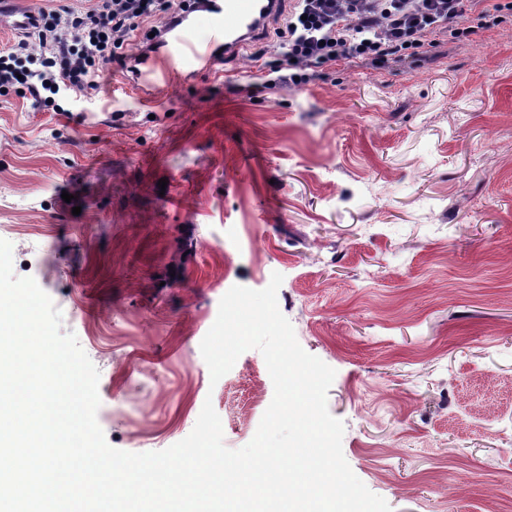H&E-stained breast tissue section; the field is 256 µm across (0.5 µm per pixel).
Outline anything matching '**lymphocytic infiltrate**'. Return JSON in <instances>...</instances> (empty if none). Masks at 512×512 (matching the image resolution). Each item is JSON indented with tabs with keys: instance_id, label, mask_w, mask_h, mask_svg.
I'll return each mask as SVG.
<instances>
[{
	"instance_id": "1",
	"label": "lymphocytic infiltrate",
	"mask_w": 512,
	"mask_h": 512,
	"mask_svg": "<svg viewBox=\"0 0 512 512\" xmlns=\"http://www.w3.org/2000/svg\"><path fill=\"white\" fill-rule=\"evenodd\" d=\"M189 0H88L86 7L41 11L36 42L22 39L0 52V94L28 93L38 108L56 112L60 90L94 96L109 65L123 63L134 32L189 10ZM512 21V0H293L282 28L254 52L274 56L270 86H300L324 78L328 67L359 60L376 70L423 57L436 38L474 34L469 19Z\"/></svg>"
}]
</instances>
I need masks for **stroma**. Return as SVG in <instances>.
<instances>
[{"instance_id":"1","label":"stroma","mask_w":512,"mask_h":512,"mask_svg":"<svg viewBox=\"0 0 512 512\" xmlns=\"http://www.w3.org/2000/svg\"><path fill=\"white\" fill-rule=\"evenodd\" d=\"M251 54L152 109L116 66L58 112L0 95V239L98 369L107 443L167 449L208 401L227 448L251 441L262 353L214 383L200 343L277 272L366 487L392 512H512V24L300 87Z\"/></svg>"}]
</instances>
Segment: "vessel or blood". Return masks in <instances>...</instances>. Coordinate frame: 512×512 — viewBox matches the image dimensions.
I'll return each instance as SVG.
<instances>
[{
    "label": "vessel or blood",
    "instance_id": "vessel-or-blood-1",
    "mask_svg": "<svg viewBox=\"0 0 512 512\" xmlns=\"http://www.w3.org/2000/svg\"><path fill=\"white\" fill-rule=\"evenodd\" d=\"M282 0H204L198 13L179 14L175 23L163 25L159 35L133 54L127 87L145 101L154 100L161 84L177 76H195L215 61L213 42H222L225 56L261 40L280 13ZM207 27L209 42L196 33Z\"/></svg>",
    "mask_w": 512,
    "mask_h": 512
}]
</instances>
